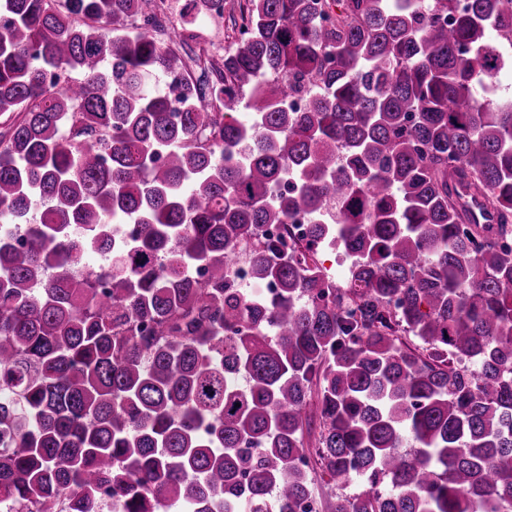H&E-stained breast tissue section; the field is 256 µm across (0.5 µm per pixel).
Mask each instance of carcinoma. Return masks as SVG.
<instances>
[{
    "instance_id": "1",
    "label": "carcinoma",
    "mask_w": 512,
    "mask_h": 512,
    "mask_svg": "<svg viewBox=\"0 0 512 512\" xmlns=\"http://www.w3.org/2000/svg\"><path fill=\"white\" fill-rule=\"evenodd\" d=\"M164 2L0 0V512H512V0ZM244 3V0H224V44L227 46H235L237 43L238 30L234 26V19L237 22L240 19V5ZM207 15L216 26L223 19L215 14ZM188 28L191 29V32H193L195 36V40L190 42L193 50L197 54H202L205 57H213L214 60L220 61L219 57L206 55L203 52L214 38V33L211 32L210 23L204 17H199L192 25H188Z\"/></svg>"
}]
</instances>
